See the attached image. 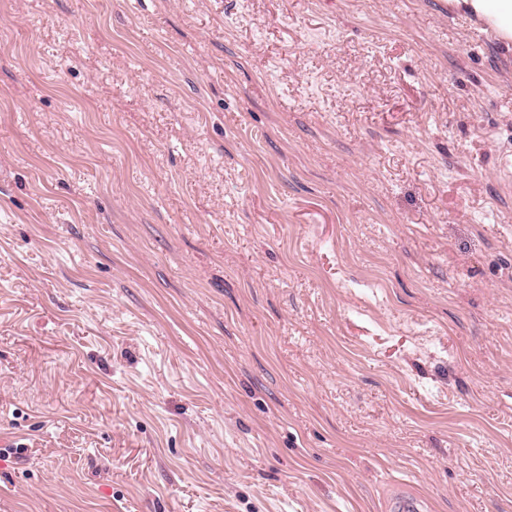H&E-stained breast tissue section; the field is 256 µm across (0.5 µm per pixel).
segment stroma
Masks as SVG:
<instances>
[{"instance_id": "stroma-1", "label": "stroma", "mask_w": 512, "mask_h": 512, "mask_svg": "<svg viewBox=\"0 0 512 512\" xmlns=\"http://www.w3.org/2000/svg\"><path fill=\"white\" fill-rule=\"evenodd\" d=\"M507 159L448 0H0V512H512Z\"/></svg>"}]
</instances>
